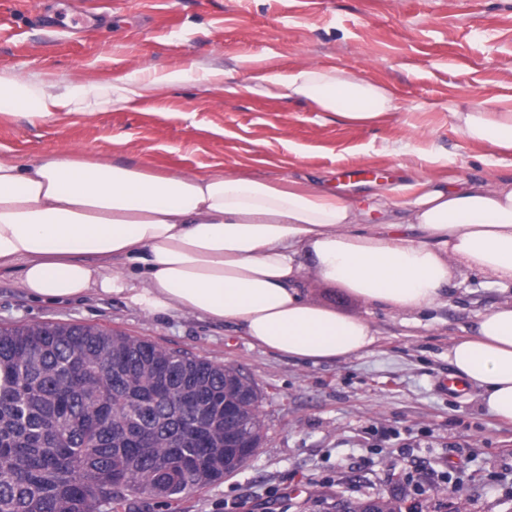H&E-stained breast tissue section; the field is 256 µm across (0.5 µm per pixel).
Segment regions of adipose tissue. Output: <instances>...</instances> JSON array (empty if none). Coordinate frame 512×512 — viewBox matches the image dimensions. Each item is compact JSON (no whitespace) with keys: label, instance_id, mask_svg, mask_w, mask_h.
Returning <instances> with one entry per match:
<instances>
[{"label":"adipose tissue","instance_id":"obj_1","mask_svg":"<svg viewBox=\"0 0 512 512\" xmlns=\"http://www.w3.org/2000/svg\"><path fill=\"white\" fill-rule=\"evenodd\" d=\"M224 76L200 61L161 73L146 67L103 94L91 83L0 70V113L35 123L126 109L186 82L217 89ZM245 81L349 123L396 109L388 90L343 71L259 70ZM452 118L464 139L512 152V110L498 98ZM408 189L410 198L383 202L389 223L367 224L354 204L296 179L185 175L56 152L0 160V274H17L34 300L94 293L148 316L223 322L252 345L315 365L360 357L377 340L371 321L309 302L297 286L301 273L417 314L447 302L459 264L512 284V177L451 187L421 175ZM448 361L480 388L491 415L512 421V301L481 310L473 335L449 346Z\"/></svg>","mask_w":512,"mask_h":512}]
</instances>
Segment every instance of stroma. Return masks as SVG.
<instances>
[{"instance_id": "35a3bbf8", "label": "stroma", "mask_w": 512, "mask_h": 512, "mask_svg": "<svg viewBox=\"0 0 512 512\" xmlns=\"http://www.w3.org/2000/svg\"><path fill=\"white\" fill-rule=\"evenodd\" d=\"M226 71L132 109L30 123L0 115V160L72 153L180 172L233 170L281 181L323 179L381 224L383 189L512 175V154L463 139L451 112L488 97L512 110V0H0V70H38L106 88L136 69L190 61ZM355 73L398 109L374 126L245 89V66ZM406 154L396 157L395 146ZM311 302L368 317L379 339L359 358L312 365L252 346L231 325L148 317L115 297L28 298L0 278V326L65 322L144 337L258 385L260 447L235 474L173 499L128 497L104 512H333L337 499L402 494V512H512V423L478 388H444L451 343L512 286L457 267L448 302L425 314L372 306L301 276Z\"/></svg>"}]
</instances>
